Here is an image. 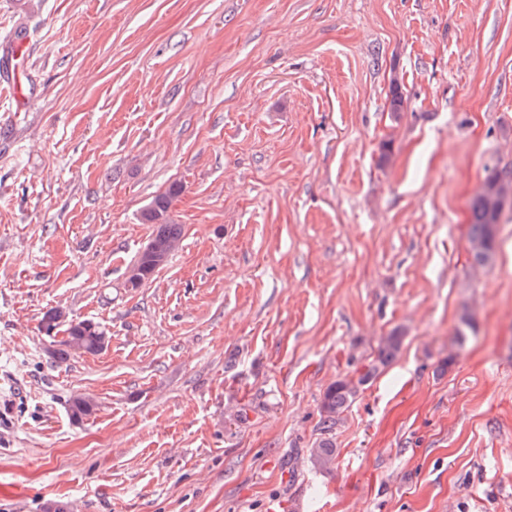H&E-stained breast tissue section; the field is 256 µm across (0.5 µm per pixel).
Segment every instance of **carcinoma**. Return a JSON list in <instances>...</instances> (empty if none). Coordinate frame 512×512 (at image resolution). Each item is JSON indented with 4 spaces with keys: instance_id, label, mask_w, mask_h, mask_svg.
<instances>
[{
    "instance_id": "1",
    "label": "carcinoma",
    "mask_w": 512,
    "mask_h": 512,
    "mask_svg": "<svg viewBox=\"0 0 512 512\" xmlns=\"http://www.w3.org/2000/svg\"><path fill=\"white\" fill-rule=\"evenodd\" d=\"M182 192V186L172 183L163 192L154 196L142 211V222L154 226L150 243L163 249L181 241L182 225L173 223L170 211L174 200ZM512 203V170L502 169L488 177L471 201V220L467 240V251L472 263L485 266L492 260L496 251L495 228L500 224L506 205ZM139 272V284L150 281L157 267L153 256L141 252L132 264ZM62 312L58 308L46 311L39 324V331L46 336H55L61 331ZM65 338L55 351L58 359L64 360L75 355L95 354L103 349L102 337L107 330L100 323L82 319L77 325H66ZM402 343L400 333L393 331L384 337L379 345L377 356L368 365L367 371L357 381L339 380L325 391L322 399L323 432L332 430L341 414L355 401L360 388L367 385L381 369L392 362L399 354ZM70 412L74 420L80 421L93 414L94 406L74 397L70 401ZM335 451L330 438L324 436L310 449L314 463L322 468L329 467L334 460Z\"/></svg>"
}]
</instances>
